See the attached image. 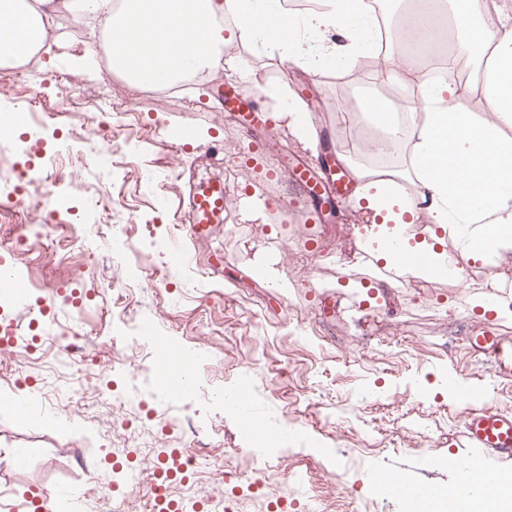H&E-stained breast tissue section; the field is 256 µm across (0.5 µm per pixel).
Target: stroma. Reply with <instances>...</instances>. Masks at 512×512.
Wrapping results in <instances>:
<instances>
[{
	"label": "stroma",
	"instance_id": "1",
	"mask_svg": "<svg viewBox=\"0 0 512 512\" xmlns=\"http://www.w3.org/2000/svg\"><path fill=\"white\" fill-rule=\"evenodd\" d=\"M35 83L0 76V109H33L38 123L0 139V267L21 272L26 295L0 302V327H17L28 348L0 350V396L19 382L31 418L0 409V512L53 490L70 512H91L112 495L141 512L144 479L116 482V462L152 473L172 449L205 443V454L179 495L197 501L242 496L249 482L269 495L242 496L239 512H268L284 498L286 512H307L309 497L326 512H398L369 486L370 471L403 473L424 484H453L449 455L480 458L459 434L472 403L425 393L446 372L481 388L484 401L512 412V385L497 381L465 338L485 323L473 300L496 301L500 278L512 283V252L496 267L474 262L465 281H409L380 287L378 262L340 263L365 223L358 204L320 208L313 231L285 230L282 214L258 212L276 192L306 212L302 188L287 172L266 176L267 151L254 149L233 117L216 105L224 85L270 107L269 87L287 84L310 117L311 132L337 129L334 152L348 169L380 161L409 162L406 143L387 157L353 152L341 112H358L362 91L414 101L417 82L379 81L354 67L317 73L277 54L224 47L221 67L168 96L137 90L106 71L39 61ZM39 96L28 102L30 87ZM116 110L96 114L97 102ZM191 129L193 142L172 139ZM223 141L229 164L209 162ZM229 177L245 201L229 223L190 239L188 182ZM316 241L308 261L289 256ZM185 260L172 262L175 252ZM263 266L264 276L254 273ZM379 285L375 300L363 288ZM78 347L62 349L63 340ZM204 348L195 359L191 394L159 395L152 360L162 343ZM129 360L127 372L112 363ZM252 388L251 407L267 421L298 432L297 441L267 449L273 470L259 469L251 439L219 394L239 382ZM125 393L132 412H113ZM120 427H113V420ZM28 456L16 462L11 449Z\"/></svg>",
	"mask_w": 512,
	"mask_h": 512
}]
</instances>
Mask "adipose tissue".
<instances>
[{"label": "adipose tissue", "mask_w": 512, "mask_h": 512, "mask_svg": "<svg viewBox=\"0 0 512 512\" xmlns=\"http://www.w3.org/2000/svg\"><path fill=\"white\" fill-rule=\"evenodd\" d=\"M422 11L457 23L456 45L444 59L448 71L472 64L483 79L477 86L421 80L424 119L410 147L413 196L386 192L400 172L359 168L355 175L358 197L377 218L368 237L372 258L394 268L392 244L403 242L408 254L423 259L417 278L430 280L452 270L447 239L483 264L512 250V14L497 10L491 22L479 0H415L400 19L405 38L441 40L439 29L419 28ZM65 20L85 26L93 39L108 33V72L143 89L217 69L228 40L309 70L348 69L374 53L377 26L364 0H318L306 16L291 11L287 0H0V67L48 45ZM419 201L434 223L422 237L414 229ZM483 503L480 490L461 497L431 485L401 512H479Z\"/></svg>", "instance_id": "adipose-tissue-1"}]
</instances>
